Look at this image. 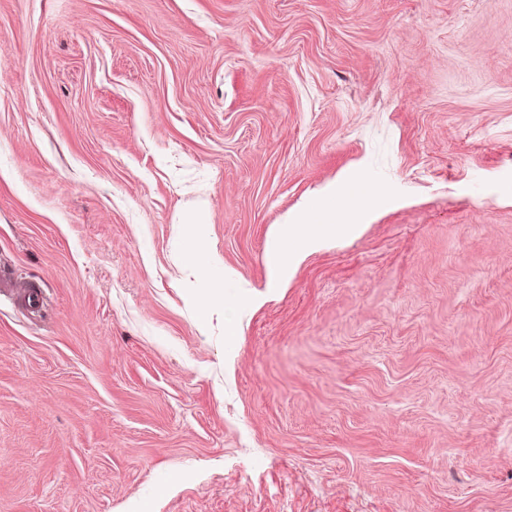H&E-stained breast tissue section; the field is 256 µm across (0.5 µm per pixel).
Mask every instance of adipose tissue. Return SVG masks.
I'll use <instances>...</instances> for the list:
<instances>
[{
  "label": "adipose tissue",
  "instance_id": "1",
  "mask_svg": "<svg viewBox=\"0 0 512 512\" xmlns=\"http://www.w3.org/2000/svg\"><path fill=\"white\" fill-rule=\"evenodd\" d=\"M336 197L335 187L321 190V201L312 217L300 219L280 226L271 240V249L276 257L272 268L273 281L285 279L299 255L321 248L329 238L355 234L359 226L353 216L337 215L331 202Z\"/></svg>",
  "mask_w": 512,
  "mask_h": 512
}]
</instances>
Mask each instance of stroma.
<instances>
[{
  "instance_id": "obj_1",
  "label": "stroma",
  "mask_w": 512,
  "mask_h": 512,
  "mask_svg": "<svg viewBox=\"0 0 512 512\" xmlns=\"http://www.w3.org/2000/svg\"><path fill=\"white\" fill-rule=\"evenodd\" d=\"M2 271L0 512H512V0H0ZM320 204L311 218L282 224L271 240V249L276 257L272 268V280L280 282L288 276L299 255L321 248L331 237H344L355 234L360 224L351 215L336 217V210L330 206L336 198V187L321 190ZM288 242L290 248H288Z\"/></svg>"
}]
</instances>
